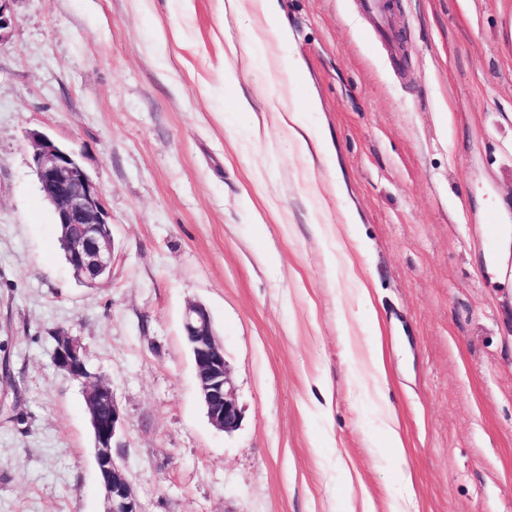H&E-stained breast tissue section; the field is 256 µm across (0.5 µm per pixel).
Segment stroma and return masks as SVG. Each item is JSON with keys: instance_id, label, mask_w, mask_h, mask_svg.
Here are the masks:
<instances>
[{"instance_id": "stroma-1", "label": "stroma", "mask_w": 512, "mask_h": 512, "mask_svg": "<svg viewBox=\"0 0 512 512\" xmlns=\"http://www.w3.org/2000/svg\"><path fill=\"white\" fill-rule=\"evenodd\" d=\"M277 0L252 50L224 0H12L0 39V512H104L76 337L125 415L143 512H512V0ZM301 58L308 166L230 108ZM235 69L238 88L224 81ZM32 131L111 216L108 275L60 247ZM362 269L370 298L348 275ZM204 304L243 419L216 430L183 336ZM377 310L381 335L367 315ZM382 342L385 378L368 364ZM394 414L399 461L384 426Z\"/></svg>"}]
</instances>
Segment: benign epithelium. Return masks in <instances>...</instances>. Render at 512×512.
Returning <instances> with one entry per match:
<instances>
[{
    "label": "benign epithelium",
    "instance_id": "7a95c632",
    "mask_svg": "<svg viewBox=\"0 0 512 512\" xmlns=\"http://www.w3.org/2000/svg\"><path fill=\"white\" fill-rule=\"evenodd\" d=\"M33 164L44 197L55 207L56 221L67 247V262L75 278L94 284L110 270L114 242L110 214L99 187L90 179L75 153L40 132L30 133ZM184 336L194 358L197 385L209 422L231 433L242 421L224 345L209 310L192 303L183 318ZM56 367L84 384L94 454L106 512H142L123 466L116 460L118 436L125 416L111 387L92 380L80 341L66 333L57 335L52 353Z\"/></svg>",
    "mask_w": 512,
    "mask_h": 512
}]
</instances>
